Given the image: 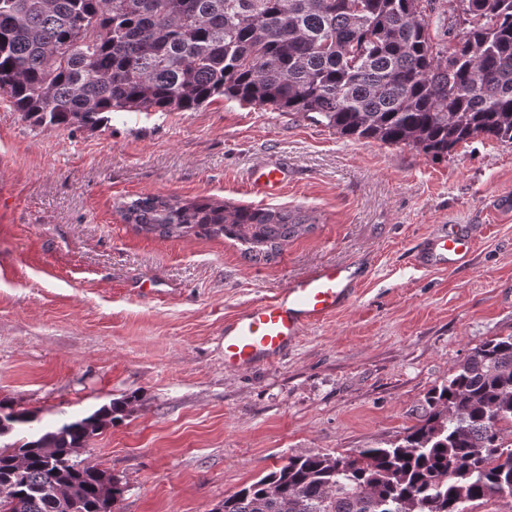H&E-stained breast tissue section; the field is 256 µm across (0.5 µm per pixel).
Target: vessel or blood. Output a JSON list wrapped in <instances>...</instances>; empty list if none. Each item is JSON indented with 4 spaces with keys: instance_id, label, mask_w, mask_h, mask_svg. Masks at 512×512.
<instances>
[{
    "instance_id": "1",
    "label": "vessel or blood",
    "mask_w": 512,
    "mask_h": 512,
    "mask_svg": "<svg viewBox=\"0 0 512 512\" xmlns=\"http://www.w3.org/2000/svg\"><path fill=\"white\" fill-rule=\"evenodd\" d=\"M280 168L269 169L262 181H251V193L275 195L285 181ZM471 239L462 229L448 230L425 240L417 253L424 268L449 265L470 252ZM363 272L352 263L322 265L293 279L273 296L249 305L224 325V366L252 368L279 360L308 326L341 311L356 295Z\"/></svg>"
}]
</instances>
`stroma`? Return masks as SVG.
I'll return each instance as SVG.
<instances>
[{
  "instance_id": "35a3bbf8",
  "label": "stroma",
  "mask_w": 512,
  "mask_h": 512,
  "mask_svg": "<svg viewBox=\"0 0 512 512\" xmlns=\"http://www.w3.org/2000/svg\"><path fill=\"white\" fill-rule=\"evenodd\" d=\"M277 165L278 194L248 184ZM144 195L300 209L315 226L254 262L222 237L136 232ZM512 143L437 160L355 140L293 112L222 98L193 112H128L95 130L31 126L0 94V400L56 429L137 395L78 458L118 478L114 512H213L288 457L402 438L470 352L512 334ZM456 224L467 263L424 269L418 246ZM367 277L282 359L224 367V323L330 263Z\"/></svg>"
}]
</instances>
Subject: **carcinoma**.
Masks as SVG:
<instances>
[{
  "label": "carcinoma",
  "instance_id": "1",
  "mask_svg": "<svg viewBox=\"0 0 512 512\" xmlns=\"http://www.w3.org/2000/svg\"><path fill=\"white\" fill-rule=\"evenodd\" d=\"M456 43L419 0H0V91L34 126L93 130L124 112L193 111L222 97L312 113L355 139L435 159L475 138L512 143V0H453ZM139 232L240 242L269 261L316 218L159 195L119 206ZM130 400L0 449L22 512H112L120 482L75 459ZM388 447L291 456L213 512H464L512 498V335L474 349ZM33 418L11 410L0 435Z\"/></svg>",
  "mask_w": 512,
  "mask_h": 512
}]
</instances>
